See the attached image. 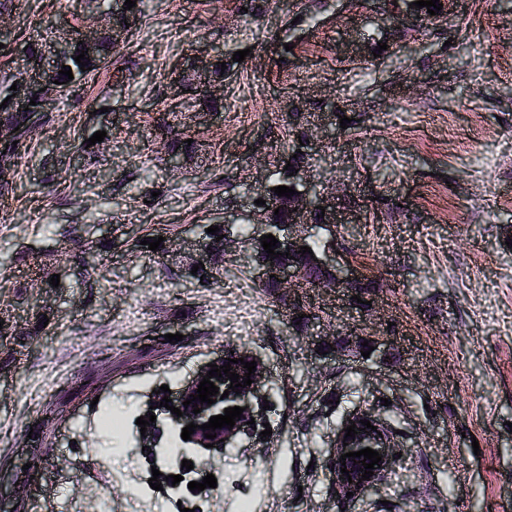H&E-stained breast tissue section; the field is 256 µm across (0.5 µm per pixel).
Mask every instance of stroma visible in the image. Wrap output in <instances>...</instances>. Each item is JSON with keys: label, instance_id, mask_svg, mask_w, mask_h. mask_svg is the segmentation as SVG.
Returning <instances> with one entry per match:
<instances>
[{"label": "stroma", "instance_id": "stroma-1", "mask_svg": "<svg viewBox=\"0 0 512 512\" xmlns=\"http://www.w3.org/2000/svg\"><path fill=\"white\" fill-rule=\"evenodd\" d=\"M140 8L129 42L47 106L0 173V484L25 492L6 512L66 506L80 482L129 512L127 486L150 478L148 452L127 444L133 417L231 347L272 373V434L199 452L196 471L222 485L199 512H512V0H454L431 24L385 0ZM91 11L19 0L0 26L22 42ZM199 53L229 61L215 112L178 81ZM296 127L314 146L312 184L336 185L337 261L375 283L363 304L310 294L321 316L299 331L260 288L248 242L206 288L179 254L202 225L236 235ZM174 137L203 161L172 172ZM87 241L107 246L92 273L73 257ZM43 261L60 283L36 294ZM383 398L401 462L346 497L328 469L333 431ZM107 409L122 435L102 429Z\"/></svg>", "mask_w": 512, "mask_h": 512}]
</instances>
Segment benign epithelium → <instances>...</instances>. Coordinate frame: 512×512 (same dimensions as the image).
Instances as JSON below:
<instances>
[{
    "label": "benign epithelium",
    "instance_id": "benign-epithelium-1",
    "mask_svg": "<svg viewBox=\"0 0 512 512\" xmlns=\"http://www.w3.org/2000/svg\"><path fill=\"white\" fill-rule=\"evenodd\" d=\"M89 24L87 29L79 30V35L71 36V30L68 28L57 29L56 36L43 41L39 45L36 55H30L29 51L24 49L14 53V60L24 71L23 78L17 81L16 96L9 99V106L13 112L28 111L30 117H35L44 111L45 105L52 100V97L40 92L42 75L57 65L63 56V52L69 49L74 43H80L77 50L85 51L87 58H101L102 41V20L99 15L88 17ZM131 24V28H126V24ZM137 25V15L129 14L125 18V23L113 27L110 32V38L115 47H120L129 38L132 27ZM191 75L192 83L196 84L198 92L202 96L217 98L224 95V81L213 80L209 75V62L206 59L193 57L188 60L186 66L182 69L181 75ZM35 99V104H30V99ZM335 192L322 188L313 189L309 185L306 173H299V187L297 194L287 198L285 196L273 199L264 193L260 198L266 200V204L258 207L252 206L249 214L245 215L243 222L251 225L256 224L261 227L258 233L250 232L253 247L261 246L260 237L271 234L275 238L283 241L288 252L297 255L300 247L310 245L309 226L313 223L314 217H319V223L335 225L340 223L336 217V206L331 202ZM325 207V210H319V207ZM279 209L285 212L286 219L282 223H274L272 220L274 210ZM317 258L315 265L328 269L333 273L330 278H322L309 284L304 278L303 271L295 265L273 266L258 258L256 252H251L250 260L256 277L262 283L271 279L275 280L279 287V292L288 296L289 302L302 300V295L307 290H334L336 288H348L362 279V274L344 268L336 262V246H331L322 251L313 254ZM242 358L246 362H257L255 374L251 375L253 383L241 389L237 394L229 391L226 401L229 405L245 408L242 416L244 421H235L233 428L226 427L213 431L216 435L214 439L205 438V430L200 425L209 422V411L205 405H200L202 412L193 413V405L185 406L183 402L197 395L198 385L203 376L210 370L208 364L222 366L228 363L231 358ZM210 363L203 364L195 369L188 379L179 389L169 395L172 399L170 405L181 410L183 417L188 421L198 425V429L191 435L188 444L192 448H202L206 444H212L216 448L228 449L237 447V441L241 431L245 427V422L258 418L255 414V405L258 404L262 391L268 382V370L262 360L248 350L229 349L217 355L210 360ZM368 420L371 425L377 427V430L365 433L361 431V421ZM355 424L359 432L353 437H345L344 428L349 424ZM333 443L334 452L330 458V473L336 486L344 492H353L355 494L374 488L382 475L393 468L398 461L397 448L399 444L394 439L392 433L386 430V423L381 418V407L376 404H367L353 414L347 415L334 433ZM369 447L382 455L380 461L381 467L373 469V476L369 479H362L364 466L361 458H348L345 462H339L341 455L349 452H357ZM346 468L349 474L341 472V468Z\"/></svg>",
    "mask_w": 512,
    "mask_h": 512
}]
</instances>
